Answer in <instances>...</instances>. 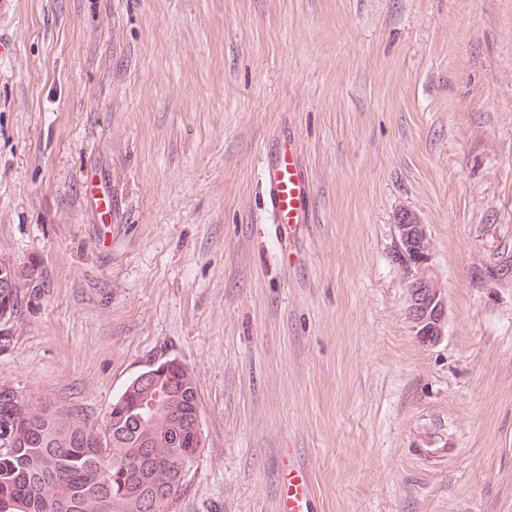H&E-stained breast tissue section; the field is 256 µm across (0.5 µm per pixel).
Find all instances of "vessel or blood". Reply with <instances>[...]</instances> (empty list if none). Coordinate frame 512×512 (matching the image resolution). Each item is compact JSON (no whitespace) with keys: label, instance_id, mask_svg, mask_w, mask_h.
Instances as JSON below:
<instances>
[{"label":"vessel or blood","instance_id":"1","mask_svg":"<svg viewBox=\"0 0 512 512\" xmlns=\"http://www.w3.org/2000/svg\"><path fill=\"white\" fill-rule=\"evenodd\" d=\"M265 203L280 224H301L305 221L308 182L298 162L297 147L283 139L275 154L264 165ZM312 490L303 471L289 473L284 486L280 512H309Z\"/></svg>","mask_w":512,"mask_h":512}]
</instances>
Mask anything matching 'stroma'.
<instances>
[{
    "label": "stroma",
    "mask_w": 512,
    "mask_h": 512,
    "mask_svg": "<svg viewBox=\"0 0 512 512\" xmlns=\"http://www.w3.org/2000/svg\"><path fill=\"white\" fill-rule=\"evenodd\" d=\"M285 133L293 227L263 202ZM507 256L512 0H0V257L41 273L0 385L97 423L185 364L205 446L173 512H278L292 462L310 512H512ZM264 195L278 224H304L308 182L298 162L297 147L284 138L264 165ZM400 255L409 268L404 284L406 316L426 345L438 344L445 335L448 304L429 268L431 243L425 224L412 211L400 210L395 218Z\"/></svg>",
    "instance_id": "obj_1"
}]
</instances>
